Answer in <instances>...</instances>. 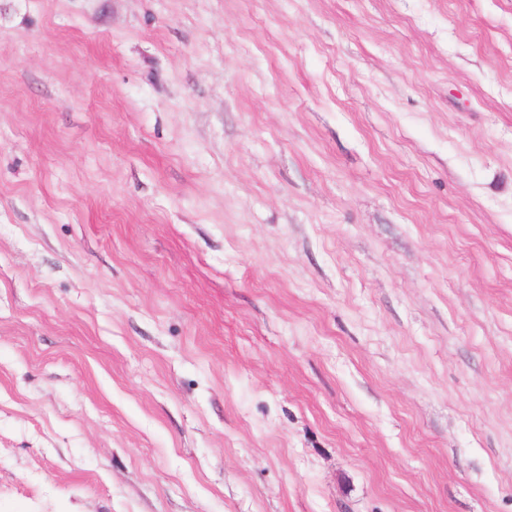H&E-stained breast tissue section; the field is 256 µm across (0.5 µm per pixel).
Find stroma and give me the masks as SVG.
I'll list each match as a JSON object with an SVG mask.
<instances>
[{
  "label": "stroma",
  "instance_id": "stroma-1",
  "mask_svg": "<svg viewBox=\"0 0 512 512\" xmlns=\"http://www.w3.org/2000/svg\"><path fill=\"white\" fill-rule=\"evenodd\" d=\"M0 512H512V0H0Z\"/></svg>",
  "mask_w": 512,
  "mask_h": 512
}]
</instances>
